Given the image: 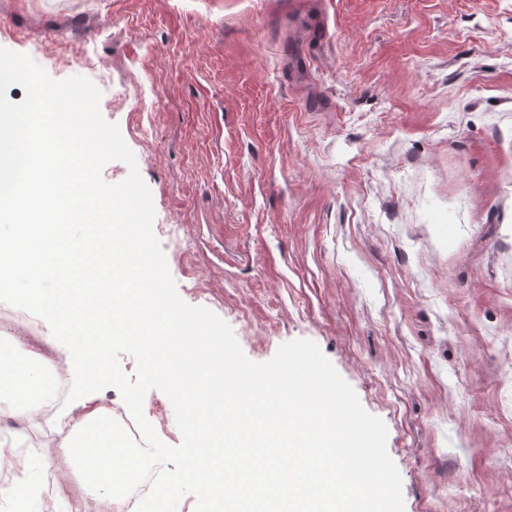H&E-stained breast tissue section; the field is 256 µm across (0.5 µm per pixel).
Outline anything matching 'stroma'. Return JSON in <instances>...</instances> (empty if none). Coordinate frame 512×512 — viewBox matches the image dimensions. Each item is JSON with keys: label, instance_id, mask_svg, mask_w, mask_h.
<instances>
[{"label": "stroma", "instance_id": "obj_1", "mask_svg": "<svg viewBox=\"0 0 512 512\" xmlns=\"http://www.w3.org/2000/svg\"><path fill=\"white\" fill-rule=\"evenodd\" d=\"M0 47L100 88L181 298L315 342L405 512H512V0H0Z\"/></svg>", "mask_w": 512, "mask_h": 512}]
</instances>
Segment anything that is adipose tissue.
Wrapping results in <instances>:
<instances>
[{"mask_svg":"<svg viewBox=\"0 0 512 512\" xmlns=\"http://www.w3.org/2000/svg\"><path fill=\"white\" fill-rule=\"evenodd\" d=\"M54 373L38 360H25L0 342V419L34 421L53 392Z\"/></svg>","mask_w":512,"mask_h":512,"instance_id":"obj_1","label":"adipose tissue"}]
</instances>
